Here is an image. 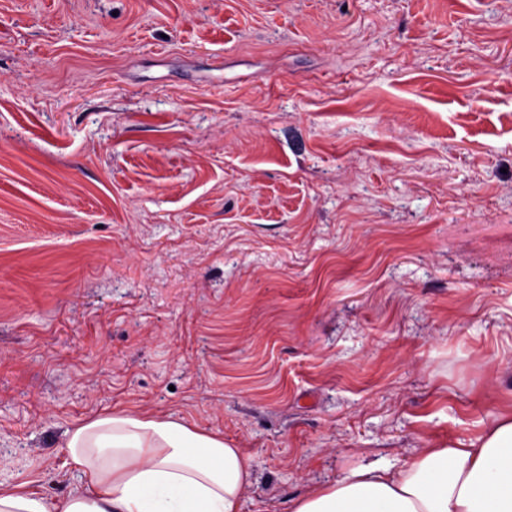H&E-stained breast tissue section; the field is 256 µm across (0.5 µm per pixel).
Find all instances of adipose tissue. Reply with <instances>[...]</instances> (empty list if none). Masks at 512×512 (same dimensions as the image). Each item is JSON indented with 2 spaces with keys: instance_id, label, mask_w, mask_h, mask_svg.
Segmentation results:
<instances>
[{
  "instance_id": "1",
  "label": "adipose tissue",
  "mask_w": 512,
  "mask_h": 512,
  "mask_svg": "<svg viewBox=\"0 0 512 512\" xmlns=\"http://www.w3.org/2000/svg\"><path fill=\"white\" fill-rule=\"evenodd\" d=\"M81 486L49 499L0 487V512H241L243 449L170 416L116 411L66 430ZM290 512H512V415L468 447L427 446L401 469L371 464L294 499Z\"/></svg>"
}]
</instances>
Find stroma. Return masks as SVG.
I'll list each match as a JSON object with an SVG mask.
<instances>
[{
	"mask_svg": "<svg viewBox=\"0 0 512 512\" xmlns=\"http://www.w3.org/2000/svg\"><path fill=\"white\" fill-rule=\"evenodd\" d=\"M121 409L242 512L512 414V0H0V483Z\"/></svg>",
	"mask_w": 512,
	"mask_h": 512,
	"instance_id": "35a3bbf8",
	"label": "stroma"
}]
</instances>
